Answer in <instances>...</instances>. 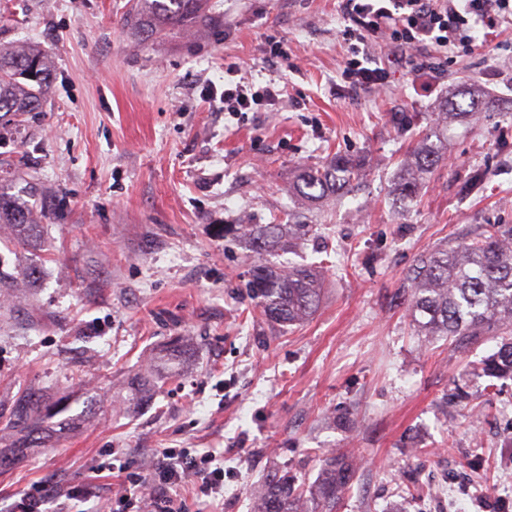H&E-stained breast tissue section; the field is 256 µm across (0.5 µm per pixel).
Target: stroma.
<instances>
[{"label":"stroma","mask_w":512,"mask_h":512,"mask_svg":"<svg viewBox=\"0 0 512 512\" xmlns=\"http://www.w3.org/2000/svg\"><path fill=\"white\" fill-rule=\"evenodd\" d=\"M132 0H0V43L40 46L54 69L26 128L0 124V160L26 153L27 181L1 183L41 236L0 226V425L22 394L65 399L74 429L51 421L44 447L0 474V512L33 485H79L69 512H101L160 448L215 451L224 491L184 483L188 512H253L274 471L313 483L322 452L359 463L339 512H476L512 502V378L488 388L480 362L494 336L467 347L426 340L399 298L419 255L482 224L512 225V25L491 50L401 54L377 43L389 81L347 87L340 0H209L191 31L151 38L126 23ZM287 61L270 62L272 42ZM239 64L283 94L237 120L209 84ZM472 84L483 106L452 130L416 203L394 195L403 158L441 120L450 89ZM359 160L354 190L320 206L298 198L300 170ZM485 172L483 192L463 187ZM294 212L318 225L293 259L325 262L316 314L287 330L249 299L253 258L228 224ZM38 267L32 282L17 273ZM148 402L124 389L166 358Z\"/></svg>","instance_id":"1"}]
</instances>
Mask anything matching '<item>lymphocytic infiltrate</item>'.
<instances>
[{
    "instance_id": "lymphocytic-infiltrate-1",
    "label": "lymphocytic infiltrate",
    "mask_w": 512,
    "mask_h": 512,
    "mask_svg": "<svg viewBox=\"0 0 512 512\" xmlns=\"http://www.w3.org/2000/svg\"><path fill=\"white\" fill-rule=\"evenodd\" d=\"M344 26L340 35L346 46L343 76L350 89L382 88L388 73L373 53L377 38L387 37L391 49L433 46L439 49L465 45L475 47L477 28L494 29L512 14V0H342ZM237 64L224 68V86H209L219 94L224 110L237 116L274 105L279 91L275 84L257 85L237 76ZM189 479L200 480L201 490L223 488L224 469L214 452L193 454L161 449L156 465L146 474L126 478L118 494L129 503L142 484L154 490V512H185L177 489Z\"/></svg>"
}]
</instances>
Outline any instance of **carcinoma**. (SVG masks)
<instances>
[{"instance_id":"carcinoma-1","label":"carcinoma","mask_w":512,"mask_h":512,"mask_svg":"<svg viewBox=\"0 0 512 512\" xmlns=\"http://www.w3.org/2000/svg\"><path fill=\"white\" fill-rule=\"evenodd\" d=\"M207 0H136L128 23L159 34L173 27L189 29L205 17ZM51 88L46 54L33 45H0V117L42 111ZM472 89L448 97L449 122L422 138L414 161L400 173L396 191L412 202L418 185L444 157L448 130L464 124L479 107ZM360 177L359 163L336 154L315 170L302 171L294 185L300 197L321 203L347 190ZM0 223L29 241L39 235L28 208L0 190ZM317 234L313 224H226L224 238L245 241L256 260L249 270L247 294L265 319L288 327L314 314L319 306L323 273L304 263L275 264L269 254L287 252ZM406 311L416 332L466 345L483 336L502 337L498 350L483 362L482 373L512 377V225L490 224L468 240L422 254L408 272ZM62 402L44 404L29 392L19 398L5 429L23 438L26 447L40 448L47 420L64 413ZM357 472L344 454L324 455L308 492L296 486L287 471L268 477L255 494L254 512H337L343 492Z\"/></svg>"}]
</instances>
